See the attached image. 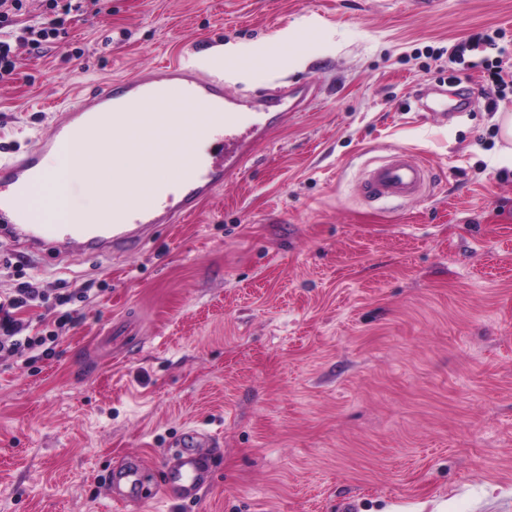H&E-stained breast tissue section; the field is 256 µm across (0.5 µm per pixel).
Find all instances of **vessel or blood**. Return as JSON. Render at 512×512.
<instances>
[{
  "instance_id": "obj_1",
  "label": "vessel or blood",
  "mask_w": 512,
  "mask_h": 512,
  "mask_svg": "<svg viewBox=\"0 0 512 512\" xmlns=\"http://www.w3.org/2000/svg\"><path fill=\"white\" fill-rule=\"evenodd\" d=\"M308 96V86L286 85L257 92L251 103L259 111L285 115L303 108ZM185 103L195 106L194 121L183 126L168 124V113ZM236 104V98L225 92L223 81L200 78L176 62L159 65L149 75L90 89L67 105L65 118L40 141L36 152L20 161L0 159V232L16 238L20 247L30 252L53 250L62 240L96 253L136 246L148 227L174 224L195 212L199 202L225 179L236 175L243 161L264 141L266 129L262 124L241 128ZM127 111L142 113L144 123L165 129L167 149L184 167L178 189L131 202L115 211L108 224L35 223L27 198L31 185L42 177L41 154L65 143H80L91 125ZM205 135L223 140V162L213 166L192 164ZM426 172L425 165L400 151L367 172L363 192L377 199H412L421 194ZM207 441L202 433H188L185 449L175 456L173 464L159 470L155 484L146 482L141 462L128 461L112 474L113 502H148L162 493L182 502L196 500L214 475L211 455L204 450Z\"/></svg>"
}]
</instances>
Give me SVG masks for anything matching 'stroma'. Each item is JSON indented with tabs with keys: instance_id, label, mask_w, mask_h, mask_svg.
Segmentation results:
<instances>
[{
	"instance_id": "obj_1",
	"label": "stroma",
	"mask_w": 512,
	"mask_h": 512,
	"mask_svg": "<svg viewBox=\"0 0 512 512\" xmlns=\"http://www.w3.org/2000/svg\"><path fill=\"white\" fill-rule=\"evenodd\" d=\"M512 0H84L15 46L0 157L34 152L77 91L167 61L247 94L309 84L242 171L132 251L27 252L0 290L89 289L52 359L0 361V512H512V113L455 45ZM232 44L243 65L215 53ZM473 99L426 112L439 90ZM496 108H489V101ZM408 151L424 194L370 203ZM211 436L196 502L116 504L105 477Z\"/></svg>"
}]
</instances>
